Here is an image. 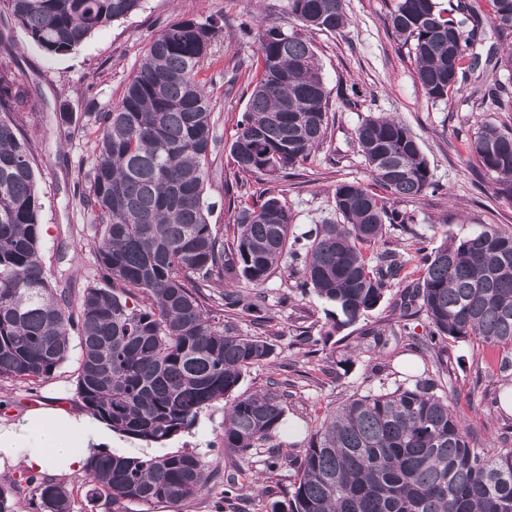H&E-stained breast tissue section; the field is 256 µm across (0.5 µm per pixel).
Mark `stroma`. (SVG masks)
I'll use <instances>...</instances> for the list:
<instances>
[{"instance_id":"stroma-1","label":"stroma","mask_w":512,"mask_h":512,"mask_svg":"<svg viewBox=\"0 0 512 512\" xmlns=\"http://www.w3.org/2000/svg\"><path fill=\"white\" fill-rule=\"evenodd\" d=\"M395 0H343L349 24L344 29L309 36L330 93L326 143L308 160L279 181L280 199L293 217L291 232L301 235L314 225L337 219L333 192L337 183L368 185L372 176L354 141V131L369 115H390L406 125L425 156L434 189L418 197L398 199L396 207L410 216L406 226L394 227L395 248L410 253L418 236L440 245L445 236L465 238L491 225L512 233V197L503 194L495 174L471 155L468 141L484 121L512 126V112L476 109L471 88L432 101L421 87L414 60L392 34L387 16ZM224 19L219 45L226 55L251 59L257 42L251 33L260 25L301 26L288 17L287 0H142L127 18L95 32L66 55H49L29 43L9 15L0 14V70L15 78L24 102L35 110H21L24 135L36 157V186L42 208L39 216L40 252L51 273H65L75 290L95 278L91 220L78 198L85 176L95 164L97 126L93 115L111 109L134 76L150 38L181 17ZM218 145L216 164L224 175L206 187L213 207L212 223L230 224V197L239 191L258 194L270 184L260 175L235 174L230 147L236 125L245 110L249 89L246 73L229 79L213 69ZM70 125H62L60 113ZM297 276L285 270L266 285L270 320L263 333L275 346L270 362L251 367L238 388L249 395L273 382L287 383L286 422L271 443L282 465L270 479H261L265 448L239 458L224 449L223 402L204 409L195 425L165 444L155 445L110 433L113 452L149 458L190 451L200 455L214 476V488L174 506L165 502L127 505V512H270L285 501L296 478L292 464L310 433L327 413L355 395L378 391L380 378L411 382L413 376L434 370L429 353L417 342L427 332L424 315L410 317L395 330L391 302H384L344 329L342 340H322L328 304L296 287ZM385 329L375 344L374 329ZM310 331L318 337L315 356H305L293 345L296 334ZM80 348L72 346L68 359L48 379L29 385L0 381V425L19 420L34 409H52L59 420L84 412L76 394ZM496 349L471 340L449 341L441 374L456 415L469 427L480 447L500 440L512 424L493 397L512 386V373L500 374ZM242 485L241 498L222 500L227 481Z\"/></svg>"}]
</instances>
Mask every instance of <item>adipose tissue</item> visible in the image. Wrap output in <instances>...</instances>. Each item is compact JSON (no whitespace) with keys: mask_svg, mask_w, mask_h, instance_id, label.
<instances>
[{"mask_svg":"<svg viewBox=\"0 0 512 512\" xmlns=\"http://www.w3.org/2000/svg\"><path fill=\"white\" fill-rule=\"evenodd\" d=\"M102 435L89 431L85 417L69 418L67 426H57L50 411L41 410L0 426V455L19 460L27 469L70 473L81 469L85 459L75 447L94 450L104 445Z\"/></svg>","mask_w":512,"mask_h":512,"instance_id":"obj_1","label":"adipose tissue"}]
</instances>
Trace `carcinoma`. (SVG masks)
<instances>
[{"instance_id": "cac0c4a2", "label": "carcinoma", "mask_w": 512, "mask_h": 512, "mask_svg": "<svg viewBox=\"0 0 512 512\" xmlns=\"http://www.w3.org/2000/svg\"><path fill=\"white\" fill-rule=\"evenodd\" d=\"M142 0H0L27 41L51 55L74 50L94 32L132 14ZM488 19L512 34V0H486ZM288 14L311 31L348 24L342 0H288ZM388 25L410 46L429 99L463 88L483 40L472 0L451 9L438 0H396ZM223 18L182 17L154 37L119 101L95 115L97 161L80 205L90 212L98 279L81 293L52 278L40 254L32 150L14 119V78L0 72V380L34 384L67 359L72 335L81 356L76 390L84 409L129 439L161 444L189 429L223 400L224 448L244 457L282 426L288 391L275 382L237 393L245 372L270 360L274 345L245 334L237 312L266 322V282L298 267L304 293L334 307L332 332L378 307L396 285L399 318L425 315V347L444 364L448 340L470 337L502 350L498 370H512V234L488 226L429 247L414 242L422 275L392 247L388 229L409 218L395 200L434 186L412 132L400 121L369 116L355 129L359 151L382 193L359 182L334 189L339 224H318L290 238L288 209L273 192L243 196L236 235L209 221L205 200L217 146L212 79L223 63L251 76L230 156L237 171L285 177L326 140L328 91L307 40L278 25L258 28L256 55L245 63L212 51ZM482 108L512 111V93L491 84L473 91ZM482 167L512 196V127L482 123L470 139ZM243 281L248 296L221 290ZM477 448L450 412L431 376L350 398L327 414L295 457L296 479L272 512H512V448ZM89 503L179 505L210 488L211 473L189 451L150 458L99 453L86 460ZM40 512H79L74 494L29 475Z\"/></svg>"}]
</instances>
